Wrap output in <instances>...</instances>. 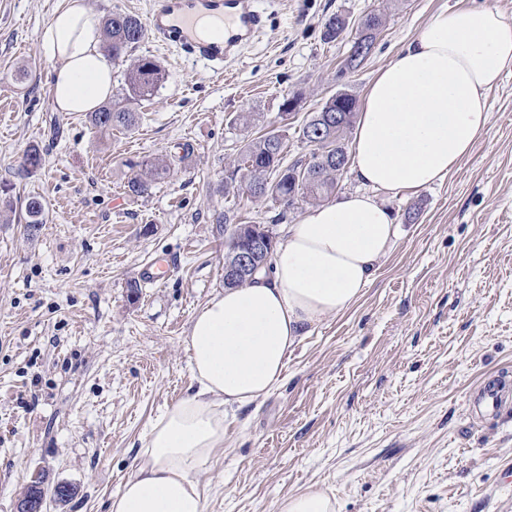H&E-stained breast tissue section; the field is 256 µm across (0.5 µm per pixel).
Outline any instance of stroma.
<instances>
[{"instance_id":"1","label":"stroma","mask_w":512,"mask_h":512,"mask_svg":"<svg viewBox=\"0 0 512 512\" xmlns=\"http://www.w3.org/2000/svg\"><path fill=\"white\" fill-rule=\"evenodd\" d=\"M60 5L0 0V184L46 204L40 224L0 213V512L38 478L76 491L42 512H107L154 420L194 388L191 318L224 291L218 217L233 209L281 242L306 211L281 221L278 204L225 195L247 139L280 130L287 161L308 158L307 119L338 90L363 98L435 12L512 20V0H261L264 25L222 81L144 36L134 57L167 77L132 130L101 131L53 106L39 36ZM372 11L383 29L338 77ZM334 13L348 34L327 43ZM488 103L489 136L457 170L389 200L396 244L357 303L302 341L279 389L226 410L224 446L196 476L205 512H273L313 486L336 512H512V410L481 421L467 403L487 374L512 375V72ZM33 144L44 165L26 176ZM166 154L170 177L127 195L129 161ZM155 257L165 273L148 284Z\"/></svg>"}]
</instances>
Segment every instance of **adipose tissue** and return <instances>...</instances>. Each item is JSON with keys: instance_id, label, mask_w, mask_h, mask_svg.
<instances>
[{"instance_id": "adipose-tissue-1", "label": "adipose tissue", "mask_w": 512, "mask_h": 512, "mask_svg": "<svg viewBox=\"0 0 512 512\" xmlns=\"http://www.w3.org/2000/svg\"><path fill=\"white\" fill-rule=\"evenodd\" d=\"M58 111L88 113L112 93L102 23L85 0H62L40 34ZM512 70V21L492 7L437 12L380 69L358 115L350 163L366 194L308 210L272 255V274L225 289L191 320L195 391L152 424L108 512H204L195 480L224 445L225 407L280 388L289 355L348 310L392 251L385 198L435 184L489 131L487 93Z\"/></svg>"}]
</instances>
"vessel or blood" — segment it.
<instances>
[{
	"mask_svg": "<svg viewBox=\"0 0 512 512\" xmlns=\"http://www.w3.org/2000/svg\"><path fill=\"white\" fill-rule=\"evenodd\" d=\"M262 22L252 0H151L147 17L156 39L180 45L197 62L218 71ZM511 398L512 382L488 377L470 399V414L480 420L496 417Z\"/></svg>",
	"mask_w": 512,
	"mask_h": 512,
	"instance_id": "b4317fda",
	"label": "vessel or blood"
}]
</instances>
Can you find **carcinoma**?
I'll use <instances>...</instances> for the list:
<instances>
[{
  "label": "carcinoma",
  "mask_w": 512,
  "mask_h": 512,
  "mask_svg": "<svg viewBox=\"0 0 512 512\" xmlns=\"http://www.w3.org/2000/svg\"><path fill=\"white\" fill-rule=\"evenodd\" d=\"M384 24L380 13L367 14L361 23L360 38L353 43L351 52L338 77H344L364 59L358 52L360 46L371 50L377 33ZM347 18L339 13L329 16L323 23V40H336L348 30ZM105 49L112 63L124 61L127 53L141 42L145 25L136 16L114 12L103 24ZM166 79V73L149 58H141L124 73V83L117 97L96 112L88 113V122L99 130L122 128L130 130L139 120L137 106L158 91ZM356 100L347 91H339L329 97L321 109L306 121L302 128L303 138L314 146L310 159L283 164L285 139L275 130L268 131L252 140L243 150L229 180L225 181V193L247 192L257 199L270 200L285 208L280 218H286V209L300 200L317 205L332 195L342 171L336 169V153L348 157L347 133L355 117ZM324 114L335 117L329 126H317V119ZM173 160L166 155L147 157L131 163L136 173L127 182V191L133 196L148 194L151 187L170 176ZM43 166V154L39 146L32 145L24 157V169L35 173ZM27 223H43L45 204L38 197L28 199L25 205Z\"/></svg>",
  "instance_id": "cac0c4a2"
}]
</instances>
